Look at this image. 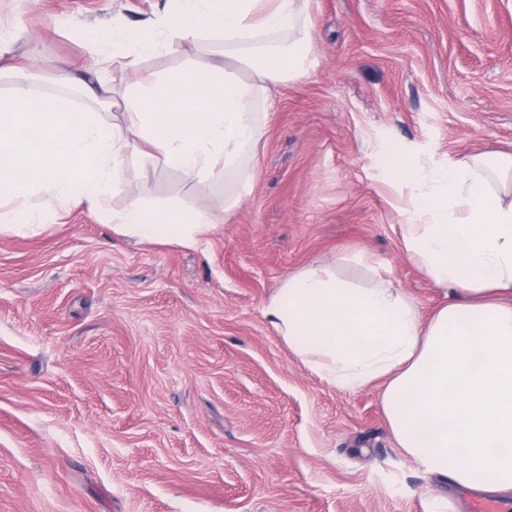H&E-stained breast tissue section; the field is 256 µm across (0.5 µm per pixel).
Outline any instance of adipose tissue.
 Listing matches in <instances>:
<instances>
[{
  "instance_id": "obj_1",
  "label": "adipose tissue",
  "mask_w": 512,
  "mask_h": 512,
  "mask_svg": "<svg viewBox=\"0 0 512 512\" xmlns=\"http://www.w3.org/2000/svg\"><path fill=\"white\" fill-rule=\"evenodd\" d=\"M300 0H180L158 32H92L129 63L159 39L222 37L225 43L295 30ZM299 40L248 55L253 81L226 67L186 65L151 75L124 97L123 124L107 127L66 94L25 85L0 94V226L37 232L32 197L96 209L128 158L155 161L188 180L248 168L262 138L255 98L283 74H305ZM393 170L408 192L402 242L434 282L456 296L429 321L390 282L360 284L332 265L305 267L282 283L264 314L289 349L337 387L379 382L390 431L407 456L452 485L512 493V154L476 153L445 166ZM113 229L148 242L198 247L206 214L132 200Z\"/></svg>"
}]
</instances>
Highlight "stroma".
Here are the masks:
<instances>
[{
  "label": "stroma",
  "mask_w": 512,
  "mask_h": 512,
  "mask_svg": "<svg viewBox=\"0 0 512 512\" xmlns=\"http://www.w3.org/2000/svg\"><path fill=\"white\" fill-rule=\"evenodd\" d=\"M167 0H0V68L122 120L142 74L224 62L221 38L160 41L130 67L88 35L157 24ZM308 74L271 85L252 167L190 181L128 165L98 211L32 198L38 233L0 231V512H473L398 448L381 384L337 388L263 313L288 275L333 262L447 303L403 250L387 151L444 165L512 153V0H305ZM212 221L204 245L115 233L131 199Z\"/></svg>",
  "instance_id": "35a3bbf8"
}]
</instances>
